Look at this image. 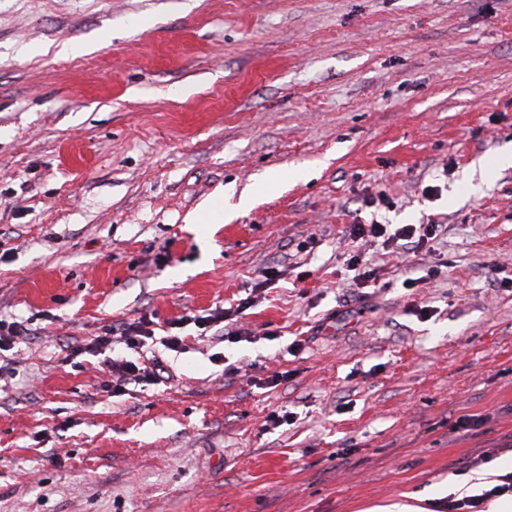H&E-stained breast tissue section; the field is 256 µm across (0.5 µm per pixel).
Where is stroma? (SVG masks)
I'll return each mask as SVG.
<instances>
[{"mask_svg":"<svg viewBox=\"0 0 512 512\" xmlns=\"http://www.w3.org/2000/svg\"><path fill=\"white\" fill-rule=\"evenodd\" d=\"M506 150L512 0H0V512H366L512 458ZM430 218L351 286L348 225ZM245 298L250 340L195 325ZM153 321L147 317H141L138 321L121 322L110 325L101 336H96L97 346L104 347L112 343V336L125 338L127 346H135L141 342V338H149L152 330L149 329ZM111 368L113 389L116 390L125 388L126 385L132 383H138L148 377L153 370L149 371L147 366L141 368L135 362L123 359L113 360Z\"/></svg>","mask_w":512,"mask_h":512,"instance_id":"stroma-1","label":"stroma"}]
</instances>
